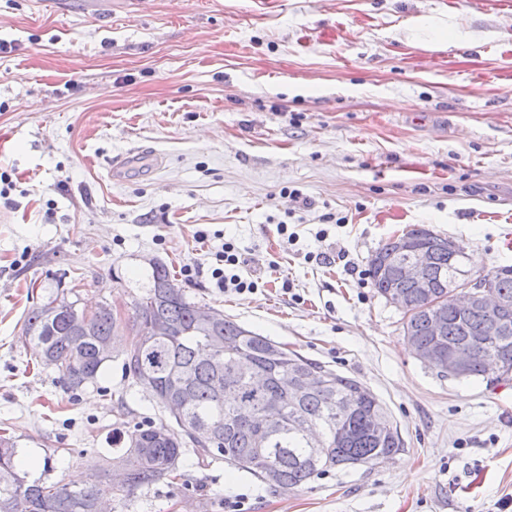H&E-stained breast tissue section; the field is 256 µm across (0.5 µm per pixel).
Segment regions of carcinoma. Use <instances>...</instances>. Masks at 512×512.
<instances>
[{
    "instance_id": "1",
    "label": "carcinoma",
    "mask_w": 512,
    "mask_h": 512,
    "mask_svg": "<svg viewBox=\"0 0 512 512\" xmlns=\"http://www.w3.org/2000/svg\"><path fill=\"white\" fill-rule=\"evenodd\" d=\"M414 246H427L433 251V262L426 272L431 285L428 292L409 283L397 281L393 262L401 256L400 241L389 239L378 248L382 263L369 264L370 277L376 293L384 298L399 287L407 295L413 314L403 322V331L410 339L429 345L435 336L427 319V304L440 299L448 313V328L439 338L445 345L465 352L469 358L466 378H485L490 363L508 362L512 367V330L502 336H478L476 328L487 321L479 311L466 312V303L448 299V285L458 282L460 265H448V249L435 243L438 235L414 227L403 233ZM489 287L512 298V266H498L480 276ZM198 304L189 301L172 280L169 270L157 263L152 271V286L136 300L127 324L137 332L149 322L162 319L174 329L151 344L139 342L126 354V372L141 382L142 371L151 370V390L166 388L176 374L187 373L191 385L187 406L170 413L178 432H158L137 423L126 434L122 462L127 466L125 484L102 489L95 484L72 489L66 484L42 485L25 482L14 468L17 450L11 439L0 436V512H96L97 499L105 494L119 498L134 490L177 476L181 457L187 451L206 462L224 459L258 480L262 473L251 461L263 455L276 463L280 480L276 488L294 490L308 484L331 469H346L348 462L362 460L376 467L386 463L404 449L399 431L387 438L370 434L365 426L367 416L389 417L387 408L375 394L360 403L357 413L341 422L336 420V400L359 398L366 387L359 381L337 373L292 352L283 345L244 326L226 319L218 336L196 322ZM120 324L115 317L97 318L93 331L76 334L71 323L46 318V304L32 308L25 317L24 345L52 362L62 373L68 387L79 389L94 383L108 360L97 353L98 340L111 335ZM216 338L223 351L221 379L224 389L232 395L229 401L214 391V369L201 362L200 345ZM251 362L256 377L245 383L239 377V362ZM297 368L314 369L325 377L326 386L303 396L298 404L284 397L289 373ZM247 403L256 409L280 405L284 414L271 424H228V414ZM210 425L217 430V442L206 443L195 436L199 426ZM346 426L351 437L346 442L336 439V431Z\"/></svg>"
}]
</instances>
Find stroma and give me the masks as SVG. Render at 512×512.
Here are the masks:
<instances>
[{
    "label": "stroma",
    "instance_id": "stroma-1",
    "mask_svg": "<svg viewBox=\"0 0 512 512\" xmlns=\"http://www.w3.org/2000/svg\"><path fill=\"white\" fill-rule=\"evenodd\" d=\"M91 6L0 0V435L18 475L106 488L130 426L173 428L123 369L134 330H116L111 362L79 390L18 341L27 312L63 289L130 312L159 262L190 301L362 382L405 448L291 491L187 461L111 512H224L240 494L245 512H512V376L424 366L369 275L373 251L416 225L460 242L471 276L512 265V6ZM439 12L478 46L405 43V22ZM227 238L257 292L211 281ZM188 265L201 275L183 277Z\"/></svg>",
    "mask_w": 512,
    "mask_h": 512
}]
</instances>
